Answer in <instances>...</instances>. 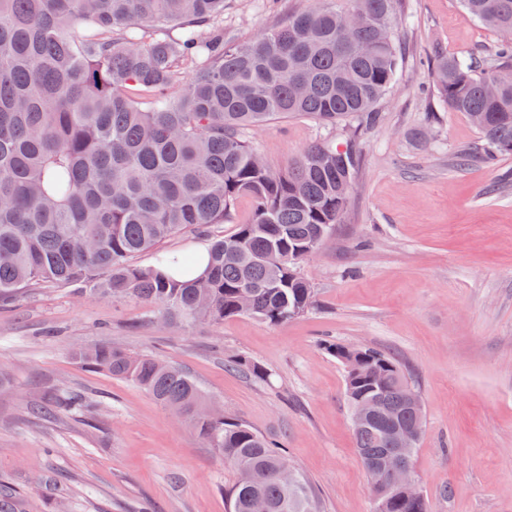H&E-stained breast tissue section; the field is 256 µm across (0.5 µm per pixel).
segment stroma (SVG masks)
<instances>
[{"instance_id": "stroma-1", "label": "stroma", "mask_w": 512, "mask_h": 512, "mask_svg": "<svg viewBox=\"0 0 512 512\" xmlns=\"http://www.w3.org/2000/svg\"><path fill=\"white\" fill-rule=\"evenodd\" d=\"M307 0H224V38L246 42ZM405 66L365 132L342 224L303 267L316 307L284 324L250 316L185 321L160 306L52 285L0 300V484L23 512H226L231 466L137 385L76 360L108 343L189 374L237 418L287 449L317 512H374L334 342L393 356L418 390L425 430L413 457L429 512H512V156L453 165L480 141L464 113L433 101L427 59L491 55L499 36L458 0H406ZM329 131L277 117L246 137L275 170ZM213 232L166 243L191 254ZM251 357L261 381L227 370ZM84 392L92 412H34L42 396Z\"/></svg>"}]
</instances>
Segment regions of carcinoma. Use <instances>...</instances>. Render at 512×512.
I'll list each match as a JSON object with an SVG mask.
<instances>
[{"mask_svg":"<svg viewBox=\"0 0 512 512\" xmlns=\"http://www.w3.org/2000/svg\"><path fill=\"white\" fill-rule=\"evenodd\" d=\"M324 0L246 43L224 40V0H0V298L52 283L89 285L115 300L160 304L187 320L249 315L271 325L317 305L301 272L341 223L360 165L359 138L401 67V0ZM499 33L512 30V0H460ZM360 17L350 46L339 18ZM193 76L179 95L186 66ZM512 68V39L494 58L436 53L440 101L479 113L483 144L457 151L458 167L512 154V84L492 94L495 73ZM306 91L297 94L294 81ZM302 115L339 128L307 147L283 172L259 159L243 132L274 117ZM241 197L251 218L212 238L206 269L195 255L162 252L148 268L131 263L174 235L232 221ZM345 367L347 402L381 399L385 412L353 431L364 462L384 461L395 420L422 429L424 410L405 397L399 362L374 348L330 344ZM74 357L86 368L132 381L187 416L208 447L232 465L229 512H250L260 495L271 512H316L302 475L277 478L284 450L239 420L198 414L206 398L178 368L97 343ZM229 367L264 380L245 355ZM80 392L50 398L39 413L85 412ZM375 512H428L423 496L389 490Z\"/></svg>","mask_w":512,"mask_h":512,"instance_id":"obj_1","label":"carcinoma"}]
</instances>
